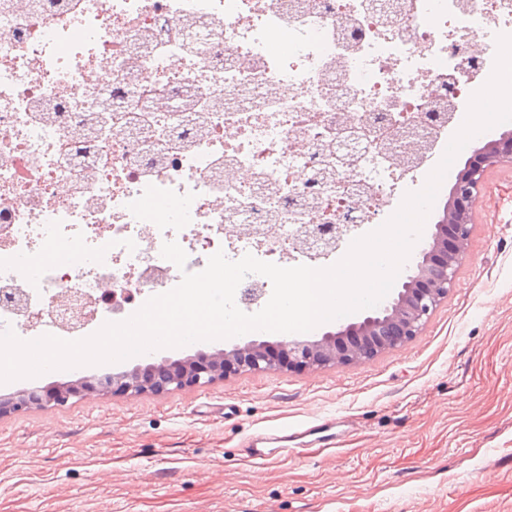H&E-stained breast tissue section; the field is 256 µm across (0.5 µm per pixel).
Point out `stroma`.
Here are the masks:
<instances>
[{"mask_svg": "<svg viewBox=\"0 0 512 512\" xmlns=\"http://www.w3.org/2000/svg\"><path fill=\"white\" fill-rule=\"evenodd\" d=\"M330 418L334 449L243 459ZM0 512H512V165L486 171L454 285L407 343L1 415Z\"/></svg>", "mask_w": 512, "mask_h": 512, "instance_id": "1", "label": "stroma"}]
</instances>
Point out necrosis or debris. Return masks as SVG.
I'll return each instance as SVG.
<instances>
[{"label": "necrosis or debris", "instance_id": "obj_1", "mask_svg": "<svg viewBox=\"0 0 512 512\" xmlns=\"http://www.w3.org/2000/svg\"><path fill=\"white\" fill-rule=\"evenodd\" d=\"M500 34L512 0H0V289L31 302L0 331L73 339L70 293L97 331L218 251L333 265L440 161ZM302 224L339 234L312 259Z\"/></svg>", "mask_w": 512, "mask_h": 512}]
</instances>
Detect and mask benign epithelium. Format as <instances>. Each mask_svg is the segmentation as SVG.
<instances>
[{
	"label": "benign epithelium",
	"instance_id": "7a95c632",
	"mask_svg": "<svg viewBox=\"0 0 512 512\" xmlns=\"http://www.w3.org/2000/svg\"><path fill=\"white\" fill-rule=\"evenodd\" d=\"M512 164V129L477 147L449 190L430 241L401 285L397 296L366 311L362 319L341 324L321 338L270 342L251 339L231 349L200 352L182 361L138 364L131 369L105 371L46 390H22L0 397V414L31 407L61 405L71 397L93 393L137 395L148 390L204 386L224 377L228 367L262 372L284 366H329L368 360L379 351L400 346L417 335L454 283L464 245L472 228L485 171Z\"/></svg>",
	"mask_w": 512,
	"mask_h": 512
}]
</instances>
